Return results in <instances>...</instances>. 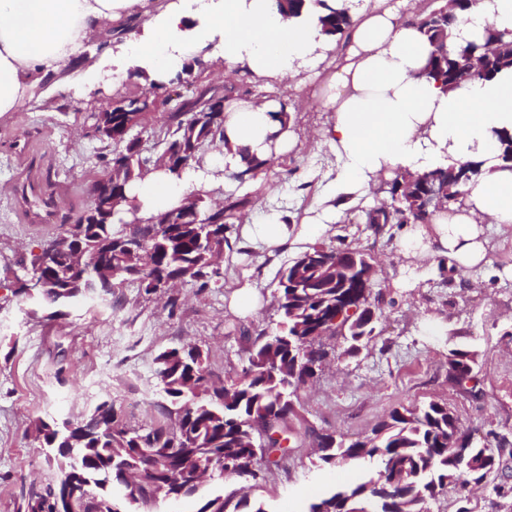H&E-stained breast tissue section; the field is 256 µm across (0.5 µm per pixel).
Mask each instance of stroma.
Returning <instances> with one entry per match:
<instances>
[{"label":"stroma","instance_id":"1","mask_svg":"<svg viewBox=\"0 0 512 512\" xmlns=\"http://www.w3.org/2000/svg\"><path fill=\"white\" fill-rule=\"evenodd\" d=\"M328 77L321 71L298 92L250 76L235 82L236 92L252 88L284 102L298 139L293 151L276 156L265 181L248 185L257 198L249 222L284 214L290 224L302 226L335 181V153L312 139L327 118L320 94ZM148 88L137 77L102 82L93 97L64 88L49 103L0 120V264L29 258L33 248L62 231L60 225L25 218L17 184L34 183L39 196L62 202L64 213L78 218L90 204L93 177L105 168L100 143L87 135L89 114L108 98ZM339 202L342 217L319 242L364 247L372 254L380 268L374 288L378 322L370 345L352 356L341 337H325L329 357L301 393V427L365 436L395 408L438 400L474 438L503 449L506 483L512 486V226L486 225L494 247L491 265L463 270L444 257L431 263L405 257L400 241L410 225L351 224L347 218L357 202L349 196ZM300 251L296 245L268 257L235 243L224 255L222 287L202 291L179 284L181 306L173 314L165 296H147L133 286L123 288L120 310L98 298L77 300L57 318L32 301L0 309V512H24L22 484L59 474L47 465L32 432L35 420L77 421L108 400L121 406L130 425L156 422L163 392L154 359L160 350L183 343L200 346L215 374L235 379L258 334L275 328L274 277ZM248 283L260 290L262 307L240 318L228 310V297ZM457 344L478 353L475 393L448 381V351ZM378 467V460L369 458L323 465L311 444L293 442L259 485L229 480L224 490L266 503L271 512H306L324 490ZM427 508L512 512V498L498 497L485 484L448 489Z\"/></svg>","mask_w":512,"mask_h":512}]
</instances>
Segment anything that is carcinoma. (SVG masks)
Masks as SVG:
<instances>
[{
  "mask_svg": "<svg viewBox=\"0 0 512 512\" xmlns=\"http://www.w3.org/2000/svg\"><path fill=\"white\" fill-rule=\"evenodd\" d=\"M277 0L282 12L299 15L309 2ZM471 8L469 0L441 2L413 20L433 50L426 72L446 87L472 79L494 78L512 67V35L486 30L481 43L452 46L459 16ZM323 33L336 43L345 40L351 24L344 5L328 8L320 18ZM232 96L211 86L198 88L191 99L174 100L157 135L145 139L123 133L126 112L90 115L94 137L112 147L106 167L112 170V189L90 187L91 205L74 223L62 217L65 237L38 245L20 270L3 266L11 300H36L49 316H63L81 297L97 295L123 306L120 288L136 282L144 294L166 292L193 281L205 290L224 279V251L232 248L230 234L253 206L243 187L265 171L271 159L242 153V168L231 175L233 188L202 185L189 197L190 208L208 214L213 224H127L121 214L135 207L132 187L153 173L167 158L188 168L206 170L208 157L224 143V111ZM199 113L188 126L180 112ZM476 173L472 163L439 167L424 173L433 192L418 187L412 194L403 185L410 172L387 182L389 199L362 210L366 224L431 223L436 213L452 211L464 196L462 187ZM328 247L314 245L299 253L275 279L273 294L279 321L274 331L262 332L246 365L231 383L208 370L202 354L188 345L169 347L155 357L156 374L166 402L157 405L161 419L150 426L129 425L122 410L104 401L79 421L38 420L33 432L47 449L51 467L74 472V480L32 483L22 488L25 512H57L69 492L83 498L85 512H148L153 500L168 493L196 502L194 512H269L263 503L249 505L241 498L230 505L224 482L265 479L270 463L264 460V432L272 423L292 422L300 393L320 372L328 351L319 332L346 341V353L367 347L375 324L373 288L376 278L362 279L367 255L350 249L357 264L340 274H326L317 259ZM44 286L32 291L33 281ZM476 351L452 348L448 369L462 377L474 369ZM317 459L325 465L336 459L378 458L381 469L356 482L334 487L311 503L307 512H397L394 495L415 512L450 486L481 485L499 471L504 449L491 451L462 433L457 415L448 405L431 401L422 407L392 410L372 434L347 440L334 433L314 437Z\"/></svg>",
  "mask_w": 512,
  "mask_h": 512,
  "instance_id": "obj_1",
  "label": "carcinoma"
}]
</instances>
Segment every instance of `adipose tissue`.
<instances>
[{
    "label": "adipose tissue",
    "instance_id": "ef3b65f1",
    "mask_svg": "<svg viewBox=\"0 0 512 512\" xmlns=\"http://www.w3.org/2000/svg\"><path fill=\"white\" fill-rule=\"evenodd\" d=\"M353 20L346 51L322 97L330 118L317 132L340 163L333 194L317 219L291 233L282 216L252 228L244 243L287 247L291 236L315 239L338 219L336 200L348 194L378 203L381 179L400 172L477 163L480 172L465 187V205L455 214L437 213L431 230H419L417 256L447 257L456 268L490 264L484 227L512 224V164L501 158L498 134L512 132V68L490 80L443 88L424 67L431 46L412 25L396 23L398 10L413 0H396L380 10L346 0ZM318 5L291 16L274 0H0V120L25 112L36 100L63 87L92 91L103 76L120 80L139 72L157 80L182 67L187 49L211 47L225 81L250 72L299 90L306 74L318 72L336 43L322 32ZM143 18L109 55L84 52L90 37L112 40L113 26ZM512 33V0H480L460 16L455 40H479L486 28ZM275 102L233 101L225 114L223 169L235 171L241 151L268 157L294 146L291 125L272 119ZM199 185L197 173L181 178L154 173L133 193L140 216L180 205Z\"/></svg>",
    "mask_w": 512,
    "mask_h": 512
}]
</instances>
